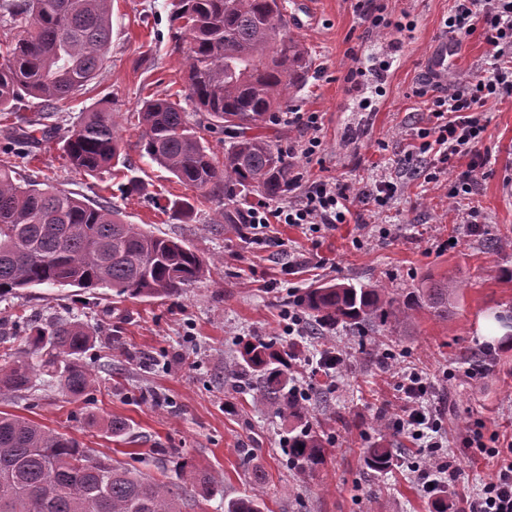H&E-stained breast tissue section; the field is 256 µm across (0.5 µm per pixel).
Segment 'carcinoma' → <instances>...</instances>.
I'll return each mask as SVG.
<instances>
[{
    "label": "carcinoma",
    "mask_w": 512,
    "mask_h": 512,
    "mask_svg": "<svg viewBox=\"0 0 512 512\" xmlns=\"http://www.w3.org/2000/svg\"><path fill=\"white\" fill-rule=\"evenodd\" d=\"M112 0H0V12L22 29L0 57V112L14 113L25 97L50 109L96 79L110 49ZM174 38L186 44L183 102L153 98L139 112L142 155L183 185L224 196L226 224L240 210L227 186L285 196L294 181L288 155L259 128L281 111L288 88L301 83L309 67L305 48L288 34L285 0H174ZM205 122L190 121L187 109ZM112 113L95 109L68 130L61 151L76 172L101 175L125 164V147ZM208 134L229 138L218 165ZM27 131L0 149V299L21 288L71 286L108 288L115 300L168 298L208 271V261L184 241L154 235L127 223L115 203L91 205L50 186L20 183L17 148ZM386 289L333 283L307 290L297 303L316 329L339 324L363 338L368 331L400 325L421 309L448 318L456 289L448 279L430 280L385 297ZM12 325L42 352L41 367L67 396L79 399L94 385L81 362L97 328L61 318L33 321L17 314ZM232 371L243 388L284 418L301 420L307 406L288 386L295 357L291 345L262 337L243 343ZM36 371L24 360L0 369V395L36 389ZM288 466L314 469L324 463V442L303 428L288 437ZM376 471L392 465L393 449H366ZM0 512H183L189 496L211 497L217 485L202 472L169 485L97 454L65 433L25 418L0 413ZM260 495L228 500L224 512H264Z\"/></svg>",
    "instance_id": "1"
}]
</instances>
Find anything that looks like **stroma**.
<instances>
[{
    "label": "stroma",
    "mask_w": 512,
    "mask_h": 512,
    "mask_svg": "<svg viewBox=\"0 0 512 512\" xmlns=\"http://www.w3.org/2000/svg\"><path fill=\"white\" fill-rule=\"evenodd\" d=\"M322 2L317 25L293 33L310 57L305 79L288 91L278 120L263 133L294 165L298 180L287 203H300L321 180L369 189L378 172L392 177L398 191L389 203L379 209L355 202L350 223L316 233L274 224L263 236L247 237L237 225L217 223L223 199L184 186L142 156V102L184 84V46L173 38L171 0H112V42L101 75L50 119H43L41 101L28 97L0 120V146L14 128L32 130L43 121L52 128L51 139L37 137L15 158L24 177L88 202H117L128 223L186 240L210 263L206 276L178 295L127 299L112 316L105 313L113 304L108 289L32 287L0 300V330L8 333L18 312L101 322L81 356L96 379L87 396L71 399L44 375L34 393L0 397V411L67 433L168 484L181 483L182 463L211 475L221 494L189 502L183 512H224L225 498L253 493L262 495L268 512H430L416 471L426 454L396 426L400 381L412 369L426 374L442 424L435 457L462 475L448 489L455 504L479 492L497 469L496 459L468 447L471 432L481 430L490 448L512 442V341L479 332L481 320L512 311V99L484 108L480 148L489 162L478 178L475 232L459 222L448 200L466 160L441 167L439 182L428 183L422 174L438 165L436 156L412 152L413 134L428 126L432 102L415 90L449 0H391L398 29L369 28L351 0ZM93 109L111 111L131 176L141 181L138 191L125 192L123 173L82 175L62 157L61 139ZM293 112L319 113L317 155L302 153L311 132L290 121ZM490 239L500 249L486 250ZM444 276L457 288L448 318L420 311L382 337L373 354L362 353L358 336L341 325L325 341L285 333L284 317L297 296L320 283L402 291ZM253 336L287 337L296 345L288 375L310 389L309 424L328 440L317 469H288L287 421L229 375L238 344ZM327 342L344 359L328 376L317 366ZM475 364L483 371L474 376ZM111 416L127 421L126 435L106 432L102 421ZM382 440L397 458L391 469L376 472L363 455Z\"/></svg>",
    "instance_id": "obj_1"
}]
</instances>
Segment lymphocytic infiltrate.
Instances as JSON below:
<instances>
[{"label":"lymphocytic infiltrate","mask_w":512,"mask_h":512,"mask_svg":"<svg viewBox=\"0 0 512 512\" xmlns=\"http://www.w3.org/2000/svg\"><path fill=\"white\" fill-rule=\"evenodd\" d=\"M445 26L455 40L479 35L488 47L487 56L467 81L439 89L432 101L431 125L419 129L417 135L421 150L437 153L441 162L469 157L455 192L470 197L477 191V172L486 164L478 149L485 128L483 109L489 101L512 98V0H452ZM396 191V184L384 175L376 179L369 193L349 184L326 182L309 191L303 203L251 208L249 220L260 230L273 221L317 228L344 224L355 201L369 199L382 207ZM401 389L402 429L424 447H440L438 421L423 403L428 384L422 374L415 370L406 373ZM488 454L498 458V469L479 493L467 499L465 512H512V448H492Z\"/></svg>","instance_id":"f902f5d3"}]
</instances>
